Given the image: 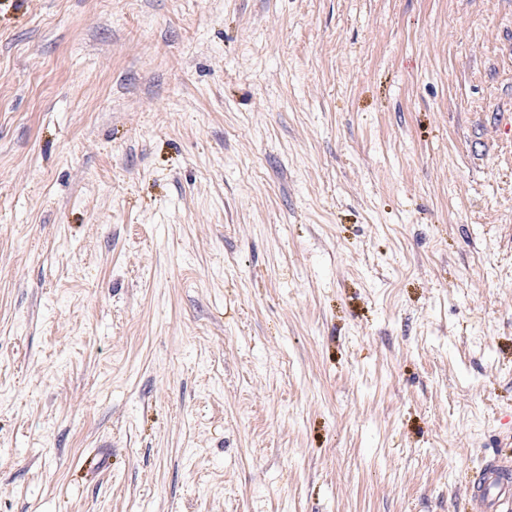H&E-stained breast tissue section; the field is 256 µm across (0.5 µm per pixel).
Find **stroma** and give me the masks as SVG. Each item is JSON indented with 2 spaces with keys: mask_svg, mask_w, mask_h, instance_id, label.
<instances>
[{
  "mask_svg": "<svg viewBox=\"0 0 512 512\" xmlns=\"http://www.w3.org/2000/svg\"><path fill=\"white\" fill-rule=\"evenodd\" d=\"M512 459V0H0V512H473Z\"/></svg>",
  "mask_w": 512,
  "mask_h": 512,
  "instance_id": "stroma-1",
  "label": "stroma"
}]
</instances>
